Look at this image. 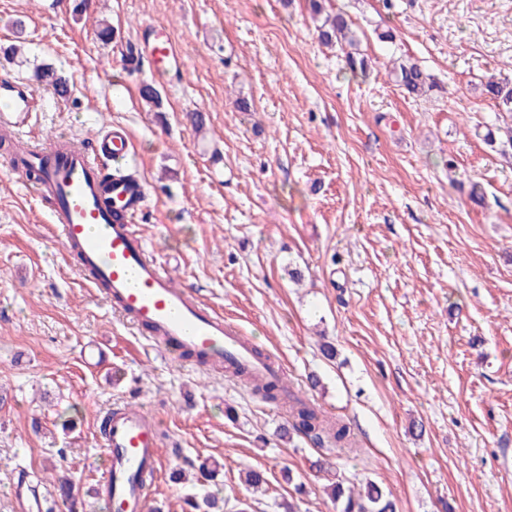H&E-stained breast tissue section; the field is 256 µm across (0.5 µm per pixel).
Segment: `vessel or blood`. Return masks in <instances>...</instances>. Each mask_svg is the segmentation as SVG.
I'll use <instances>...</instances> for the list:
<instances>
[{
    "instance_id": "1",
    "label": "vessel or blood",
    "mask_w": 512,
    "mask_h": 512,
    "mask_svg": "<svg viewBox=\"0 0 512 512\" xmlns=\"http://www.w3.org/2000/svg\"><path fill=\"white\" fill-rule=\"evenodd\" d=\"M149 56L161 72L179 51L169 37L160 36ZM0 99L8 103L0 111V134L30 125L41 101L34 89L3 75ZM134 153L126 130L114 125L89 145L64 138L22 142L8 164L49 201V221L65 252L114 312L149 328L156 342L201 355L209 364L220 366L230 358L252 372L278 375L274 362L255 343L190 289L176 285L149 254L133 228L146 185L110 171L112 164L129 161ZM100 439L108 466L97 487L98 498L108 512H144L151 488L145 476L157 473L162 464L157 419L143 409L111 410ZM15 495L20 512H37L38 489L22 480L15 485Z\"/></svg>"
}]
</instances>
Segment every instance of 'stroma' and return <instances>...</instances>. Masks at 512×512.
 I'll use <instances>...</instances> for the list:
<instances>
[{
  "instance_id": "35a3bbf8",
  "label": "stroma",
  "mask_w": 512,
  "mask_h": 512,
  "mask_svg": "<svg viewBox=\"0 0 512 512\" xmlns=\"http://www.w3.org/2000/svg\"><path fill=\"white\" fill-rule=\"evenodd\" d=\"M323 6L351 21L365 72L319 43L309 0H0V74L22 76L4 54L19 17L30 65L71 85L65 98L41 89L31 136L85 141L124 125L151 254L350 422L355 446L282 437L284 403L173 361L83 284L47 204L0 164V512H17L22 477L41 481L43 512H103L98 426L117 405L160 420L146 505L162 512H193L208 492L224 512H336L327 461L379 483L397 512H512V114L479 90L512 79V0ZM388 29L395 41H380ZM158 30L182 50L164 78L144 51ZM402 60L433 90L407 94L392 73ZM147 81L160 111L140 97ZM203 464L214 480L198 479ZM248 469L265 472V492L247 488ZM62 474L71 510L54 488Z\"/></svg>"
}]
</instances>
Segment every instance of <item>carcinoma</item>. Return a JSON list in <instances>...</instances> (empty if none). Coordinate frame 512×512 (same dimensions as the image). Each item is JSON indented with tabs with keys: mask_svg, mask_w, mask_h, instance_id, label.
I'll use <instances>...</instances> for the list:
<instances>
[{
	"mask_svg": "<svg viewBox=\"0 0 512 512\" xmlns=\"http://www.w3.org/2000/svg\"><path fill=\"white\" fill-rule=\"evenodd\" d=\"M318 40L331 46L346 43L355 46L354 34L347 19L340 13L327 16L316 27ZM396 81L405 91L413 95H422L430 88L429 76L415 63L405 61L394 67ZM30 81L36 85H46L61 97L70 93L66 80L58 76L48 66L35 67ZM481 95L494 101L501 112H512V83L488 80L482 83ZM231 370L251 393L268 402H276L284 393L285 386L279 378H256L238 365ZM289 431L308 439L314 446L324 448L353 447V434L350 424L340 418L326 419L322 411L305 396L289 397ZM329 496L336 504L337 512H395L394 503L385 490L376 482L368 481L361 487L341 473H333L329 480Z\"/></svg>",
	"mask_w": 512,
	"mask_h": 512,
	"instance_id": "obj_1",
	"label": "carcinoma"
}]
</instances>
